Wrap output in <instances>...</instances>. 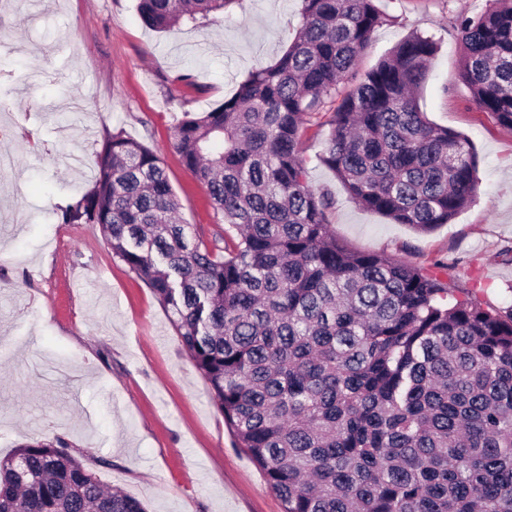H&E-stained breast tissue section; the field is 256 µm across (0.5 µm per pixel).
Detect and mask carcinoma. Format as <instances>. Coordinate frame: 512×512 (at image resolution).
I'll use <instances>...</instances> for the list:
<instances>
[{"instance_id": "obj_1", "label": "carcinoma", "mask_w": 512, "mask_h": 512, "mask_svg": "<svg viewBox=\"0 0 512 512\" xmlns=\"http://www.w3.org/2000/svg\"><path fill=\"white\" fill-rule=\"evenodd\" d=\"M235 0H139L149 27L216 21ZM283 55L173 132L225 228L178 221L161 158L105 139L93 188L62 209L170 313L235 447L283 512H512V305L483 307L448 279L336 238L312 188L306 118L329 127L321 162L363 208L430 232L479 192L476 156L415 91L436 51L412 34L333 110L382 22L378 0H301ZM472 103L512 128V0L457 25ZM0 512H146L61 440L0 457Z\"/></svg>"}]
</instances>
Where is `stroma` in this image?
I'll return each instance as SVG.
<instances>
[{
	"instance_id": "35a3bbf8",
	"label": "stroma",
	"mask_w": 512,
	"mask_h": 512,
	"mask_svg": "<svg viewBox=\"0 0 512 512\" xmlns=\"http://www.w3.org/2000/svg\"><path fill=\"white\" fill-rule=\"evenodd\" d=\"M489 0H379L384 22L345 95L401 41L438 50L418 103L472 142L477 197L450 223L420 233L366 210L326 167L328 127L308 121L300 152L327 192L337 238L435 270L482 304L512 303V129L477 109L459 77L457 22ZM301 0H234L224 22L159 32L136 0H13L0 9V457L33 439H62L110 487L148 512H283L235 448L208 384L147 286L61 208L89 191L108 133L163 159L184 223L216 216L171 146L184 113L207 112L258 66L273 64L301 22ZM191 75V83L180 75Z\"/></svg>"
}]
</instances>
